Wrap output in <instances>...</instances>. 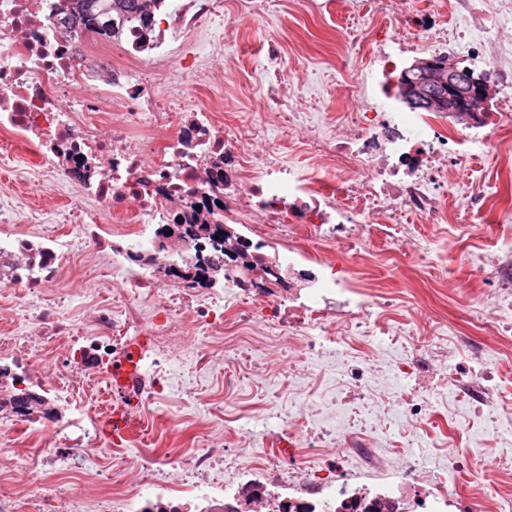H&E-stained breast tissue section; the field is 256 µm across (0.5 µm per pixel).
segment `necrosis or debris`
<instances>
[{
    "mask_svg": "<svg viewBox=\"0 0 512 512\" xmlns=\"http://www.w3.org/2000/svg\"><path fill=\"white\" fill-rule=\"evenodd\" d=\"M379 19L402 15L395 28L349 31L360 52L377 50L376 74L392 79L396 59L424 45L448 51L469 43L490 76L512 62V50L490 42L497 18L465 0L468 29L443 27L401 14L399 0H373ZM210 40L196 41L198 30ZM235 25L223 0H159L151 21L137 15L70 18L62 0H0V131L27 147L44 177L37 188L55 194L65 182L76 233L61 239L47 217L31 238L7 232L14 206L0 200V291L33 333L0 336V512H494L500 488L482 483L453 495L449 480L470 478L467 457H452L447 473L429 470L408 449L385 447L383 435L401 422H437L446 398L467 407L483 425L512 408V379L503 377L484 344L469 342L464 361L431 364L425 329L403 334L390 323L384 295L347 294L345 263L374 238L401 255L432 263L430 244L408 222L442 218L450 194L448 169L498 156V132L512 117V97L454 131L436 112H402L388 91L351 115L344 136L311 130L313 157L336 161L343 175L332 187L283 164L276 143L244 161L243 138L263 139L267 126H232L220 117L224 97L214 72ZM214 90L200 100V89ZM385 216L382 224L371 223ZM163 224H244L249 250L282 248L280 262L316 265L310 287H264L263 274L224 298V269L232 260L211 240L161 243ZM335 246L337 259L317 256ZM105 260L104 273L127 275L124 288L86 324L66 319L50 297L75 258ZM497 285L498 336H512V261L485 259ZM221 267L211 285L186 286V270ZM241 335L225 356V390L253 367L248 330L300 334L307 371L328 352L342 355L344 381L336 407L345 428L288 418L277 436L259 435L240 448L224 436V404L206 401L212 426L191 448H145L133 459L105 458L101 418L113 403V370L142 350L146 365L126 404L132 425L161 403L177 360L173 336L191 326L201 341L223 336L227 314ZM365 339L401 348L394 401L371 398L355 343ZM41 435L38 447H17V432Z\"/></svg>",
    "mask_w": 512,
    "mask_h": 512,
    "instance_id": "1",
    "label": "necrosis or debris"
}]
</instances>
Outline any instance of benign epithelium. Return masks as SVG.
Segmentation results:
<instances>
[{"label": "benign epithelium", "instance_id": "benign-epithelium-1", "mask_svg": "<svg viewBox=\"0 0 512 512\" xmlns=\"http://www.w3.org/2000/svg\"><path fill=\"white\" fill-rule=\"evenodd\" d=\"M401 99L413 109L440 110L458 121H473L495 95L482 77L465 72L445 56L419 58L400 77Z\"/></svg>", "mask_w": 512, "mask_h": 512}]
</instances>
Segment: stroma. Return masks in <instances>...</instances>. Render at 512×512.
<instances>
[{
  "label": "stroma",
  "mask_w": 512,
  "mask_h": 512,
  "mask_svg": "<svg viewBox=\"0 0 512 512\" xmlns=\"http://www.w3.org/2000/svg\"><path fill=\"white\" fill-rule=\"evenodd\" d=\"M236 38L224 46V98L228 110L225 123H265L279 144V153L304 172L327 183H336L340 171L335 163L311 158L301 148V133L296 124L299 114L319 122L324 134H335L348 113L367 108L375 93L365 80L371 50L358 54L348 51L344 40L346 26L356 21L373 28L377 20L368 11V0H275L259 11L242 10L234 15ZM280 45L296 90L278 99L265 96L268 39ZM365 82L363 92H354V80ZM501 143L496 160L478 159L449 173L456 192L441 202V223L418 225L419 240L431 243L446 256L431 267L416 266L410 257H386L378 250L356 256L349 265V286L359 293L388 292L398 299L392 323L415 327L425 312L460 335L479 337L471 317L474 307L487 298L489 283L477 270L480 255L503 250L504 215L512 213V121L499 131ZM38 175L31 169H0V197L13 200L18 211L14 229L21 234L34 231L31 213L44 208L37 191ZM259 348L256 359L266 361V369L251 375L227 398L230 416L227 432L237 445L248 444L253 434H278L284 429L287 414H300L309 393L329 395L336 390V361L328 359L308 375L289 379L291 361L301 354L295 337H271L254 333ZM194 335L183 336L177 344L178 360L170 379L168 398L159 404L152 423L126 442L128 456H135L148 443L157 447L187 448L197 429L209 417L204 413L186 415L180 437L166 431L168 417L179 413L186 388L203 398L220 396L224 384V350L232 339L216 341L214 358L208 368L197 369ZM450 414L460 431L455 448H428L424 455L429 468L447 467L453 450L468 453L477 477L502 476L512 484V470L502 471L501 459L512 458V419L498 430L473 423L460 408L440 406Z\"/></svg>",
  "instance_id": "35a3bbf8"
}]
</instances>
